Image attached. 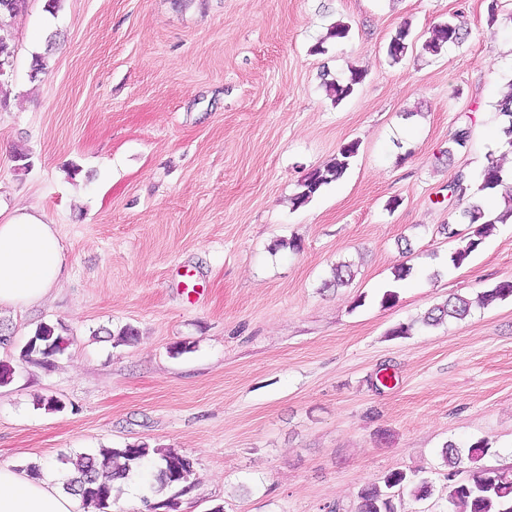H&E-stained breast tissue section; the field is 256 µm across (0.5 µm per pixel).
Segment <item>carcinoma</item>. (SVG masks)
Wrapping results in <instances>:
<instances>
[{"label": "carcinoma", "mask_w": 512, "mask_h": 512, "mask_svg": "<svg viewBox=\"0 0 512 512\" xmlns=\"http://www.w3.org/2000/svg\"><path fill=\"white\" fill-rule=\"evenodd\" d=\"M25 4L26 0H0V94L12 79L14 56L8 35L4 34L1 17L18 14L25 9ZM350 35L351 25L344 21L334 23L327 33L337 43L346 42ZM465 35L466 30L460 23L452 20L440 23L432 29L431 36L423 41L421 49L437 55L444 47L461 43ZM415 42L416 38L409 25L399 27L387 45L388 57L394 63L401 61ZM363 79L364 71L353 68L347 80L328 81L325 88L337 105L349 98ZM496 107L501 117L504 145L512 150V83L508 85V91L498 99ZM357 152L358 143H347L339 148L328 163L309 172L299 184V191L292 197L293 207L306 205L324 186L343 178ZM480 179L479 191L501 195L504 209L495 214L487 211L479 202L469 205L463 211L468 220L469 232L463 236L452 224L442 225L443 233L448 237L460 238V245L449 256V261L455 267L461 266L478 249L495 225L506 224L512 219V182L508 181L496 160H488ZM468 191V177L463 173L457 174L448 185L450 196L460 201L468 195ZM509 298H512V280H503L478 293L473 300L462 296L448 299L430 310L424 316L423 324L436 326L447 318L463 320L475 304L488 306ZM61 338L55 326L39 324L23 346L21 359L26 362H33L37 358L48 361L62 354L63 350L59 346ZM487 452L488 447L482 441L466 449L452 442L443 448V456L449 466L447 500L450 512H512V469L477 467L471 471L468 479L456 480L455 467L461 461L462 454H467L468 460L474 464ZM59 461L73 466V474L65 482V489L79 497L82 505L93 509V512H108L113 502L114 481L128 477L135 469H143L150 474L161 490L182 484L184 473L193 472V461L187 455L173 448L152 451L144 444L102 449L98 456L93 453H82L74 459L63 456ZM405 486L411 487L412 494L419 500L429 498L433 492L427 480H415L403 471H392L385 475L383 485L374 484L360 490L359 512H400L401 498L395 494V488Z\"/></svg>", "instance_id": "carcinoma-1"}]
</instances>
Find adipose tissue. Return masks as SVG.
<instances>
[{"label":"adipose tissue","mask_w":512,"mask_h":512,"mask_svg":"<svg viewBox=\"0 0 512 512\" xmlns=\"http://www.w3.org/2000/svg\"><path fill=\"white\" fill-rule=\"evenodd\" d=\"M63 266V246L42 210L18 209L0 223V305L41 302ZM77 507V497L64 493L50 469L34 476L0 465V512H77Z\"/></svg>","instance_id":"obj_1"}]
</instances>
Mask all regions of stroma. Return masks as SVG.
<instances>
[{"instance_id": "1", "label": "stroma", "mask_w": 512, "mask_h": 512, "mask_svg": "<svg viewBox=\"0 0 512 512\" xmlns=\"http://www.w3.org/2000/svg\"><path fill=\"white\" fill-rule=\"evenodd\" d=\"M488 3L63 0L50 15L27 0L7 21L0 213L43 210L65 266L41 303L0 310L14 331L0 362L15 369L0 384V465L173 448L194 472L154 494L172 512H357L359 490L392 471L434 486L420 501L404 491L403 512H448L446 443H488L482 466L512 468V299L422 323L448 297L512 280V224L458 267L439 232L468 231L448 197L457 174L473 198L488 157L512 174L496 109L512 0L493 20ZM458 15L462 43L390 63L399 26L425 39ZM338 21L352 26L342 44L325 38ZM353 68L363 82L333 103L323 74ZM350 141L345 176L293 208L304 176ZM340 263L353 277L330 287ZM401 264L412 276L397 282ZM42 323L70 346L49 366L22 362ZM401 323L410 334L392 335ZM128 326L136 340L116 342Z\"/></svg>"}]
</instances>
